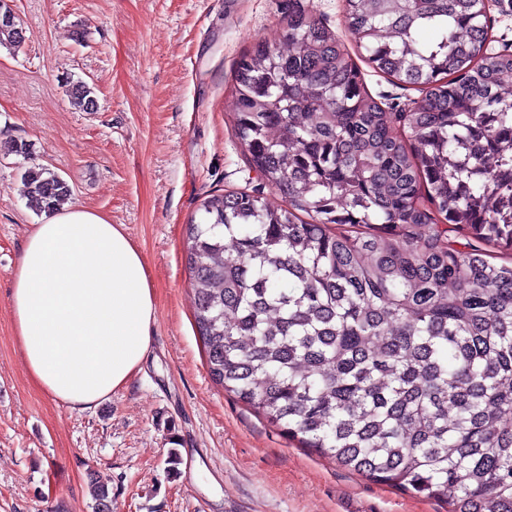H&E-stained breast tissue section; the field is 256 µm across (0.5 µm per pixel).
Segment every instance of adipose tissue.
<instances>
[{"label":"adipose tissue","mask_w":512,"mask_h":512,"mask_svg":"<svg viewBox=\"0 0 512 512\" xmlns=\"http://www.w3.org/2000/svg\"><path fill=\"white\" fill-rule=\"evenodd\" d=\"M10 310L32 382L73 410L128 383L152 346L155 295L143 255L122 225L81 207L32 226Z\"/></svg>","instance_id":"adipose-tissue-1"}]
</instances>
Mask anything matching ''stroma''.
I'll return each mask as SVG.
<instances>
[{"mask_svg":"<svg viewBox=\"0 0 512 512\" xmlns=\"http://www.w3.org/2000/svg\"><path fill=\"white\" fill-rule=\"evenodd\" d=\"M9 5L25 42L0 45V512H96L100 482L109 512H445L290 443L211 379L194 327L186 226L207 195L258 183L232 130L236 65L290 6L344 33L341 0ZM78 81L94 110L72 106ZM35 165L123 226L156 294L142 370L87 411L32 384L14 336L11 273L44 217L22 193Z\"/></svg>","mask_w":512,"mask_h":512,"instance_id":"stroma-1","label":"stroma"}]
</instances>
